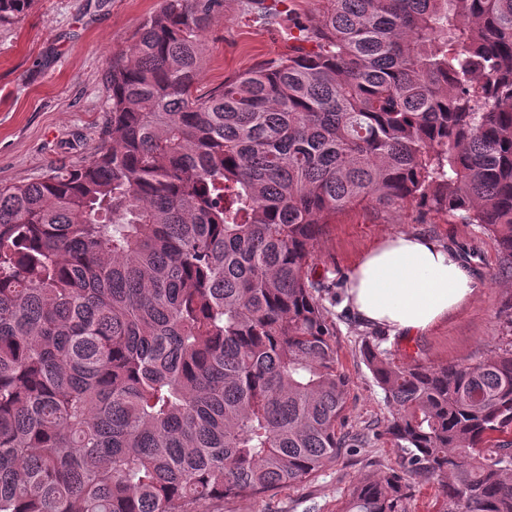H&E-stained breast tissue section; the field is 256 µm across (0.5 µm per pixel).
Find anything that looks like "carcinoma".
Returning a JSON list of instances; mask_svg holds the SVG:
<instances>
[{"label": "carcinoma", "instance_id": "1", "mask_svg": "<svg viewBox=\"0 0 512 512\" xmlns=\"http://www.w3.org/2000/svg\"><path fill=\"white\" fill-rule=\"evenodd\" d=\"M34 0H0V24ZM224 0H163L106 73L97 149L0 185V512H194L350 447L316 248L415 203L512 264V0H328L311 42L200 93ZM360 355L401 460L340 512H512V340L474 364ZM438 486L433 481L416 480L410 501V512H432Z\"/></svg>", "mask_w": 512, "mask_h": 512}]
</instances>
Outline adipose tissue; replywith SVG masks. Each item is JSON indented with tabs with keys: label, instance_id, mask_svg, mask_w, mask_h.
Segmentation results:
<instances>
[{
	"label": "adipose tissue",
	"instance_id": "adipose-tissue-1",
	"mask_svg": "<svg viewBox=\"0 0 512 512\" xmlns=\"http://www.w3.org/2000/svg\"><path fill=\"white\" fill-rule=\"evenodd\" d=\"M474 288L455 251L426 237L399 234L384 238L356 262L347 294L366 323L418 336L462 307Z\"/></svg>",
	"mask_w": 512,
	"mask_h": 512
}]
</instances>
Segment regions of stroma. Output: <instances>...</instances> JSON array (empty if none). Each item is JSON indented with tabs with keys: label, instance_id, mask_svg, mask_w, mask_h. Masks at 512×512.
I'll list each match as a JSON object with an SVG mask.
<instances>
[{
	"label": "stroma",
	"instance_id": "1",
	"mask_svg": "<svg viewBox=\"0 0 512 512\" xmlns=\"http://www.w3.org/2000/svg\"><path fill=\"white\" fill-rule=\"evenodd\" d=\"M248 2L224 0L223 12L203 34L199 90L288 56L297 24L312 21L324 7L322 0H275L279 22L271 26ZM160 6L161 0H35L28 14L0 25V184L36 181L98 146L108 121L104 84L112 56L130 52L134 31ZM401 233L456 250L474 276L475 292L423 335L379 332L382 349L395 361L413 355L430 365L473 363L497 350L512 312V270L488 232L410 204L345 211L328 226L317 263L332 284L323 304L349 378L344 431L363 436L364 443L308 481L265 497L201 503L197 512H338L359 476L397 465L399 450L386 433L393 412L360 357V323L345 306L344 291L362 255Z\"/></svg>",
	"mask_w": 512,
	"mask_h": 512
}]
</instances>
